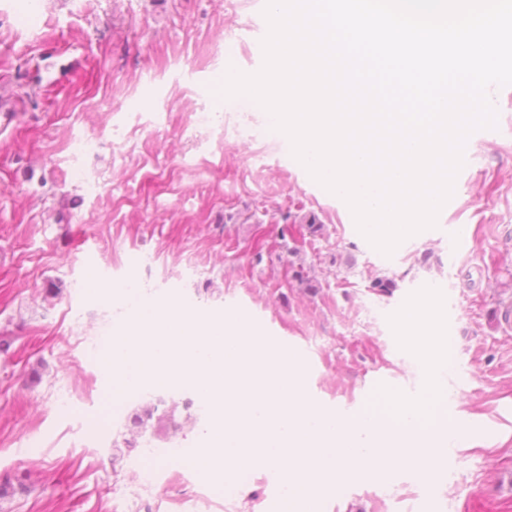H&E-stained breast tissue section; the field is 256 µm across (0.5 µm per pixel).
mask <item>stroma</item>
Returning a JSON list of instances; mask_svg holds the SVG:
<instances>
[{"label":"stroma","instance_id":"35a3bbf8","mask_svg":"<svg viewBox=\"0 0 512 512\" xmlns=\"http://www.w3.org/2000/svg\"><path fill=\"white\" fill-rule=\"evenodd\" d=\"M265 6L0 0V512H199L206 480L177 475L166 450L199 447L208 414L132 436L150 392L112 408L87 352L120 314L89 280L119 290L134 275L188 313H245L301 355L309 398L347 416L382 384L420 392L424 369L388 317L440 289L457 354L448 425L468 436L429 479L357 482L323 512H512V85L490 88L497 126L468 138L436 226L387 256L291 150H266L257 102L219 94L228 68L260 70ZM87 138L95 150L72 151ZM299 262L314 288L292 281ZM378 276L392 293L372 288ZM279 499L259 468L211 512H276Z\"/></svg>","mask_w":512,"mask_h":512}]
</instances>
